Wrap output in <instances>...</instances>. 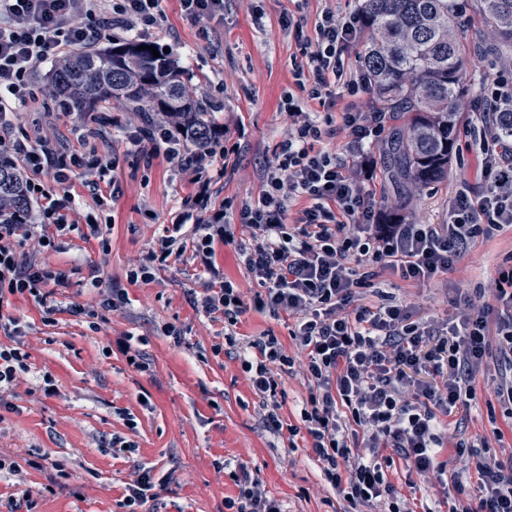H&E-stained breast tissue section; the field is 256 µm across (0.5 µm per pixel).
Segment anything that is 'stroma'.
I'll list each match as a JSON object with an SVG mask.
<instances>
[{"label":"stroma","mask_w":512,"mask_h":512,"mask_svg":"<svg viewBox=\"0 0 512 512\" xmlns=\"http://www.w3.org/2000/svg\"><path fill=\"white\" fill-rule=\"evenodd\" d=\"M362 2L263 0L265 18L258 26L249 0H224L223 20L197 25L182 18L178 0H162L163 25L148 34V41L168 49L195 98L214 105V125H223L229 112L239 119L238 129L226 136L227 144L238 147L233 166L223 167L217 158L206 171L215 208L258 195L264 165L286 137L285 94L301 101L304 111L327 115L295 89L299 51L294 39L282 33L281 16H304L310 35L323 9L348 14L359 11ZM457 2L472 88L483 90L495 80L511 87L512 47L481 55L490 39L487 24L473 9L474 0ZM52 85L51 65L37 66L35 97L20 113L14 134L34 143L46 139L78 154L90 145L102 155L119 154L122 194L115 200L96 198L83 176H74L68 185L76 203L70 215L73 229L63 236L61 249H43L33 241L25 247L30 260L65 272L68 283L55 287L58 309L51 315L31 297L11 299L9 314L23 331L20 347L30 355L31 371L6 396L12 410L0 412V459L17 465L16 472L0 474V500L28 488L36 501L34 512H123L126 484L149 468L154 476L170 472L174 478L145 503L143 512H224L225 498L238 493L229 468L241 464L264 481L284 512H352L325 487L305 438H298L292 449L287 438L263 428L238 361L213 353L224 320L204 316L193 305L201 279L191 253L170 261L151 283L127 280L128 270L143 260L185 206L193 189L189 174L162 157L148 168L125 154V130L142 123L125 104L113 101L94 112L65 114L47 95ZM485 129L482 112L462 113L448 177L406 197L409 221L447 223L459 192L483 191L477 155ZM95 224L108 228L109 253H102L91 233ZM511 251L512 231L506 230L476 244L447 277L422 288L396 279L391 288L414 305L417 316L446 319L456 312L455 299L492 286L498 264ZM95 278L100 281L96 288L90 285ZM115 288L126 289L130 302L113 312L101 302ZM75 304L98 308L96 323L72 315ZM169 324L181 329V343L165 336ZM128 331L146 338L151 373L137 372L122 354H107L109 342ZM46 373L56 380V397H43L39 390L38 378ZM491 377L487 370L477 376V400L461 431L473 439L491 436L497 427L510 445L512 411L489 407ZM115 435L124 438L125 447H110ZM44 452L50 453L53 467H29V459Z\"/></svg>","instance_id":"stroma-1"}]
</instances>
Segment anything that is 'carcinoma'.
<instances>
[{
	"label": "carcinoma",
	"instance_id": "cac0c4a2",
	"mask_svg": "<svg viewBox=\"0 0 512 512\" xmlns=\"http://www.w3.org/2000/svg\"><path fill=\"white\" fill-rule=\"evenodd\" d=\"M493 40L489 52L512 45V0H477ZM366 49L361 69L383 112L408 115L394 130L387 153L395 177L420 191L448 177L461 106L471 94L467 61L457 34L455 0H363ZM140 41H112L105 48H77L55 69L54 103L62 112H93L110 100L135 112L171 115L182 141L201 151L213 129L210 111L197 102L181 70L163 49L156 58ZM496 137H512V106L502 101L487 118ZM0 219L29 211L25 185L14 160L0 153Z\"/></svg>",
	"mask_w": 512,
	"mask_h": 512
}]
</instances>
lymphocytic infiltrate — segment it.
<instances>
[{
  "label": "lymphocytic infiltrate",
  "mask_w": 512,
  "mask_h": 512,
  "mask_svg": "<svg viewBox=\"0 0 512 512\" xmlns=\"http://www.w3.org/2000/svg\"><path fill=\"white\" fill-rule=\"evenodd\" d=\"M159 4L109 0L104 8L100 0H0V151L17 159L37 204L27 223L0 224V330L7 337L20 333L4 314L12 296H32L51 314L56 307L47 287L64 283L62 273L25 258V242L34 238L55 248L71 229L72 176L86 174L94 192L117 187L119 159L112 154L86 160L30 144L13 135L4 117L26 105L39 64H57L108 29L148 32L164 19ZM280 29L302 50L305 61L295 75L308 100L334 106L338 86L351 97L368 93L365 78L348 74L346 66L361 33L360 14L323 10L312 41L292 14L281 17ZM285 110L288 134L264 167L262 189L235 213L209 211L206 161L232 155L221 133H214L205 151L190 155L172 127L160 138L141 129L127 136V152L148 163L165 156L192 174L196 186L189 208L128 271L129 282L150 283L158 266L191 252L207 274L194 296L195 309L224 317V341L214 353L234 347L263 427L278 437L307 434L323 480L353 512H433L415 494L397 490L389 471L398 458L408 473L422 476L435 468L446 475L448 512H512V453H479L490 440H502L501 430L477 444L448 442V420L470 409L486 358H495L499 371L495 397L512 406V253L486 299L460 300L455 317L442 323L416 316L385 289L389 276L416 284L447 276L476 243L512 227V150L496 143L483 148L487 189L478 197L456 196L448 223L389 224L368 187L377 167L372 147L385 131L386 113L349 107L335 125L319 123L291 97ZM341 133L349 138V158L316 149V142ZM237 223L248 232L246 243L237 244L238 260L258 286L249 306L214 262L216 244H236ZM250 308L291 316L289 335L303 361L289 356L272 334L238 338L235 327ZM297 371L308 397L295 426L285 423L278 396L284 376ZM447 447L454 450L448 463L440 459ZM471 471L477 476L472 493L461 481ZM233 480L238 495L225 498L226 512H281L245 466L236 467Z\"/></svg>",
  "instance_id": "lymphocytic-infiltrate-1"
}]
</instances>
